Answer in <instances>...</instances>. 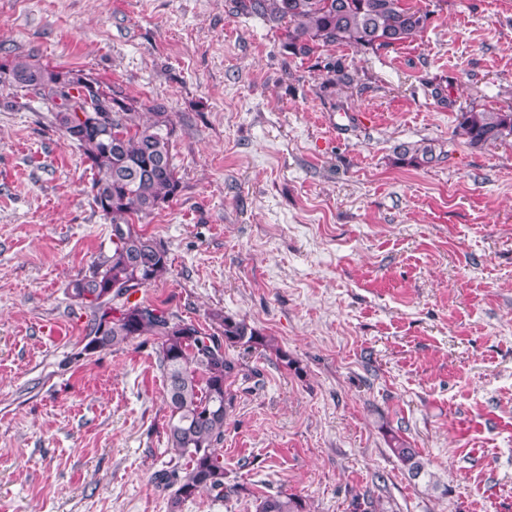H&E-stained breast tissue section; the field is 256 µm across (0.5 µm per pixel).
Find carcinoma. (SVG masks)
<instances>
[{
    "mask_svg": "<svg viewBox=\"0 0 512 512\" xmlns=\"http://www.w3.org/2000/svg\"><path fill=\"white\" fill-rule=\"evenodd\" d=\"M234 12L257 16L282 31L295 56L309 57L327 46L377 52L414 40L431 11L412 0H232ZM324 89L338 92L352 81L339 59L324 65ZM0 86L38 100L51 123L74 145L92 171L93 201L110 219L112 253L89 274L68 285V295L88 309L85 354L115 349L150 336L157 341L169 411L167 448L179 463L158 478L171 488L169 512H180L201 494L216 499L232 488L224 482V425L234 404L232 379L238 361L230 348L268 346L244 320L211 314L212 332L145 299L131 297L170 270L165 246L139 227L177 196L180 180L170 151L174 127L162 103L141 111L119 84L107 85L80 68H50L8 55L0 57ZM458 133L475 149L506 142L512 108H474L460 113ZM430 145L403 148L401 160L420 165L433 159ZM392 453L418 478L425 466L419 452L393 438ZM257 512H308L307 503L277 492L260 498Z\"/></svg>",
    "mask_w": 512,
    "mask_h": 512,
    "instance_id": "obj_1",
    "label": "carcinoma"
}]
</instances>
